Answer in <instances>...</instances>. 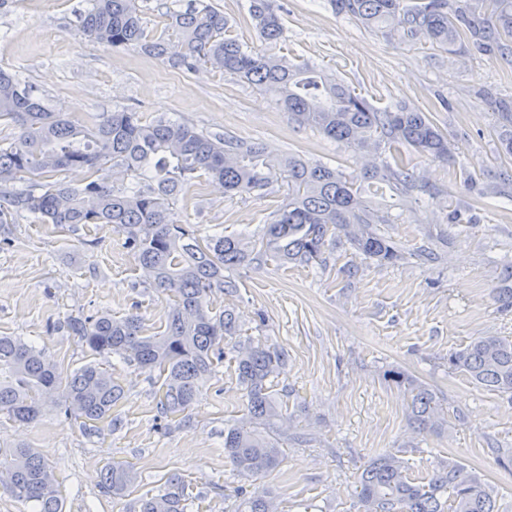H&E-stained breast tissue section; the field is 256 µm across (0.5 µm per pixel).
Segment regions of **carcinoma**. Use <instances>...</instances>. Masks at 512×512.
Here are the masks:
<instances>
[{
	"mask_svg": "<svg viewBox=\"0 0 512 512\" xmlns=\"http://www.w3.org/2000/svg\"><path fill=\"white\" fill-rule=\"evenodd\" d=\"M336 13L368 27L386 28L402 40H425L450 52L467 45L491 57L512 56V0H332ZM168 28L177 39L148 33L137 0H88L81 32L113 47H131L162 58L175 68L202 67L231 73L276 94L301 125L347 149L373 155L365 169L366 187L338 167L288 154L275 157L260 144L205 133L188 123L160 118L151 123L132 111L104 112L89 128L73 124L65 113L46 106L31 86L0 68V121L15 129L0 145V224L11 211L27 212L42 224H110L125 235L150 287L172 301L164 329L145 333L137 312L115 319L109 313L72 318L66 329L100 356H119L138 368L163 376L158 407L164 416L183 414L196 402L204 382L225 357L224 340L235 333L230 311L212 312L213 292L233 287L224 271L251 263L266 253L285 262L308 263L330 242L343 237L378 263L400 258L378 225L387 217L365 198L384 188L410 198L418 177L406 154L415 152L449 164L453 147L432 118L399 105L379 110L342 82L306 63L293 65L243 48L229 34L228 22L207 0H192L184 11L165 7ZM251 16L266 42L283 36V24L269 0H252ZM501 153L512 158V101L499 105ZM112 163L139 179L117 188L97 177L80 187L65 180L41 182L48 174L85 170L98 174ZM224 184L233 196L249 195L273 178L288 181V195L257 237L217 235L204 241L173 220L169 201L195 179ZM476 195L512 197V181L478 185L464 180ZM238 380L247 400L246 416L224 428V453L243 474L278 467L282 452L276 438L282 408L270 391V378L284 355L261 342L234 346ZM450 364L478 386L512 395V339L480 336L450 358ZM411 417L422 426L438 420L430 391L407 381ZM61 394L77 417L95 422L108 416L124 395L112 374L95 363L73 377L58 380L55 363L44 351L19 339L0 336V412L19 424L36 421L45 399ZM7 488L34 512H62L53 471L30 448H0ZM136 480L128 464L105 467L102 488L122 494ZM189 484L170 475L157 494L140 500V512H188ZM362 512H496L490 491L468 467L451 460L426 482H413L391 455L364 468L356 487ZM238 512H275L272 499L255 493L242 499Z\"/></svg>",
	"mask_w": 512,
	"mask_h": 512,
	"instance_id": "obj_1",
	"label": "carcinoma"
}]
</instances>
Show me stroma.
I'll return each instance as SVG.
<instances>
[{"label":"stroma","mask_w":512,"mask_h":512,"mask_svg":"<svg viewBox=\"0 0 512 512\" xmlns=\"http://www.w3.org/2000/svg\"><path fill=\"white\" fill-rule=\"evenodd\" d=\"M86 0H8L0 8V67L30 84L54 111L77 124L132 108L143 122L182 121L341 167L362 181L366 159L291 119L276 98L239 77L185 71L159 59L85 38ZM284 37L264 42L249 17L250 0H211L243 46L324 69L384 110L407 104L429 113L455 145L450 164L415 155L426 185L410 201L387 192L378 201L384 231L401 250L397 263L366 259L345 240L320 259L286 263L271 256L227 271L235 288L215 292L214 311L230 310L237 333L285 355L272 380L283 406L284 460L258 476L234 470L224 456V428L246 412L232 357L202 387L186 413L161 418L162 380L112 356L100 359L78 337L49 324L106 311L138 312L148 332L165 323L169 301L108 224H40L15 213L0 226V336L42 349L67 379L101 363L124 390L110 417L88 430L48 401L38 421L19 426L0 412V448L38 451L53 469L63 512H137L140 498L180 474L196 501L191 512H234L241 494L270 493L278 512H361L357 479L368 462L393 454L407 475L427 481L448 459L478 474L498 512H512V398L479 387L449 357L478 336L512 337V307L493 298L512 264V199L474 203L464 174L493 184L512 176L501 165L494 102L512 97V63L464 48L451 53L403 41L336 15L330 0H270ZM288 194L285 181L246 196L194 180L171 205L197 237L254 232ZM466 221H448L450 208ZM423 383L442 409L434 427L409 421L410 395L388 374ZM134 466L123 495L103 491L110 463Z\"/></svg>","instance_id":"stroma-1"}]
</instances>
